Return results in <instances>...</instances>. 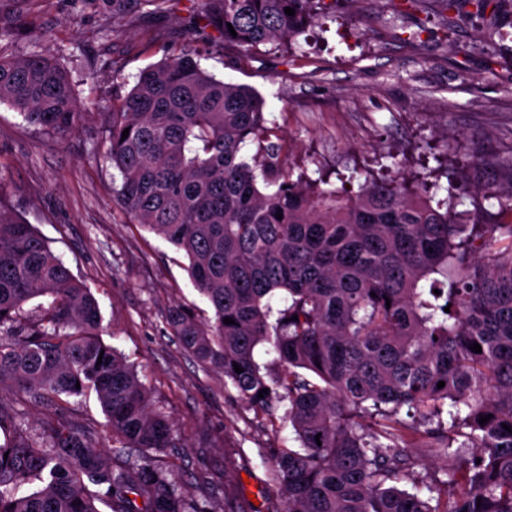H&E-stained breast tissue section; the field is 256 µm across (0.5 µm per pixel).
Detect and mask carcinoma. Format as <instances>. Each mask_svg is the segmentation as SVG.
Segmentation results:
<instances>
[{
	"label": "carcinoma",
	"mask_w": 512,
	"mask_h": 512,
	"mask_svg": "<svg viewBox=\"0 0 512 512\" xmlns=\"http://www.w3.org/2000/svg\"><path fill=\"white\" fill-rule=\"evenodd\" d=\"M320 2L210 0L208 21L256 49L312 27ZM0 104L60 138L86 116L43 54L0 58ZM264 108L255 89L188 55L97 102L113 192L187 257L214 310L201 324L172 307V335L253 409L285 404L300 446L275 458L279 512H512V179L471 212L433 182L348 192L294 181ZM100 329L90 289L0 198V387L12 394L0 396V512H212L220 479L203 474L191 492L160 464L172 425ZM262 343L274 375L255 360ZM91 391L119 441L111 452L70 415V399ZM28 404L49 412L37 430ZM409 448L447 459L445 478L399 488Z\"/></svg>",
	"instance_id": "1"
}]
</instances>
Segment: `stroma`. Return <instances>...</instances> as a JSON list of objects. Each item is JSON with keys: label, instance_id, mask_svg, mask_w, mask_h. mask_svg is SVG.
<instances>
[{"label": "stroma", "instance_id": "stroma-1", "mask_svg": "<svg viewBox=\"0 0 512 512\" xmlns=\"http://www.w3.org/2000/svg\"><path fill=\"white\" fill-rule=\"evenodd\" d=\"M208 0H0V58L52 56L70 77L82 128L57 138L0 105V195L33 224L97 300L102 338L133 364L171 420L165 465L187 487L205 473L243 512L282 501L279 450L296 447L280 417L253 410L224 375L201 367L167 323L172 306L214 317L184 254L130 221L112 195L104 121L95 104L126 93L146 66L192 55L216 78L247 84L266 103L293 176L335 189L387 172L405 182L497 188L512 157V10L394 15L383 0H321L317 26L289 44L244 51L204 15ZM507 38L489 44L494 29ZM102 79L85 81L88 71Z\"/></svg>", "mask_w": 512, "mask_h": 512}]
</instances>
